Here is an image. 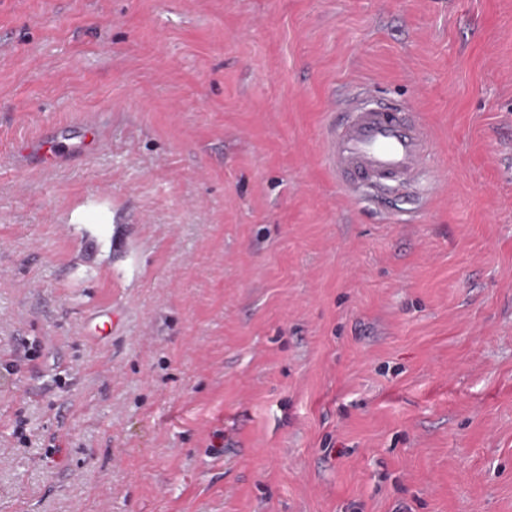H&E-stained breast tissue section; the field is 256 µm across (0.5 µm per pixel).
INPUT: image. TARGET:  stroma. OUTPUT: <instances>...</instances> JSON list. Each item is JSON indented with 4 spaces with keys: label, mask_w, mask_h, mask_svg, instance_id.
<instances>
[{
    "label": "stroma",
    "mask_w": 512,
    "mask_h": 512,
    "mask_svg": "<svg viewBox=\"0 0 512 512\" xmlns=\"http://www.w3.org/2000/svg\"><path fill=\"white\" fill-rule=\"evenodd\" d=\"M0 512H512V0H0ZM326 145L332 169L348 187L364 183L404 189L424 167L430 135L401 103L359 94L349 98L342 118L329 125Z\"/></svg>",
    "instance_id": "obj_1"
}]
</instances>
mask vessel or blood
Masks as SVG:
<instances>
[{"label": "vessel or blood", "mask_w": 512, "mask_h": 512, "mask_svg": "<svg viewBox=\"0 0 512 512\" xmlns=\"http://www.w3.org/2000/svg\"><path fill=\"white\" fill-rule=\"evenodd\" d=\"M326 145L330 164L346 185L404 189L424 167L430 135L401 103L359 94L329 125Z\"/></svg>", "instance_id": "1"}]
</instances>
